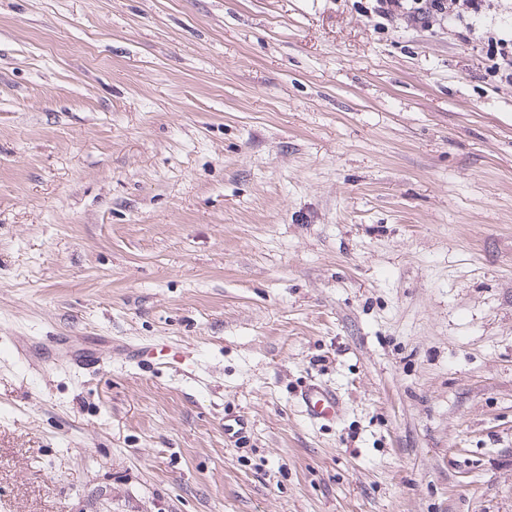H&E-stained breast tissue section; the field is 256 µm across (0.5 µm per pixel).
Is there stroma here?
<instances>
[{
    "label": "stroma",
    "instance_id": "1",
    "mask_svg": "<svg viewBox=\"0 0 512 512\" xmlns=\"http://www.w3.org/2000/svg\"><path fill=\"white\" fill-rule=\"evenodd\" d=\"M489 66L357 0H0V512H512ZM306 417L313 422L336 420L341 414L336 391L321 382L306 384L299 394Z\"/></svg>",
    "mask_w": 512,
    "mask_h": 512
}]
</instances>
